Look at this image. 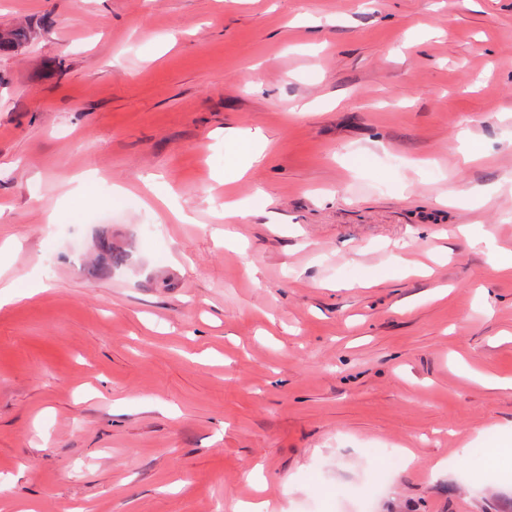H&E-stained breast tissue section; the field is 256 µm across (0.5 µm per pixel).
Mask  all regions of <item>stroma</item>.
Listing matches in <instances>:
<instances>
[{
	"label": "stroma",
	"mask_w": 512,
	"mask_h": 512,
	"mask_svg": "<svg viewBox=\"0 0 512 512\" xmlns=\"http://www.w3.org/2000/svg\"><path fill=\"white\" fill-rule=\"evenodd\" d=\"M4 29L0 287L46 289L0 308V512H355L381 472L371 512H512V0H0ZM99 251L101 256V262L98 266V275L102 277H108L112 275V270L122 266L125 261V255L112 249V240L109 238H102L99 241Z\"/></svg>",
	"instance_id": "stroma-1"
}]
</instances>
